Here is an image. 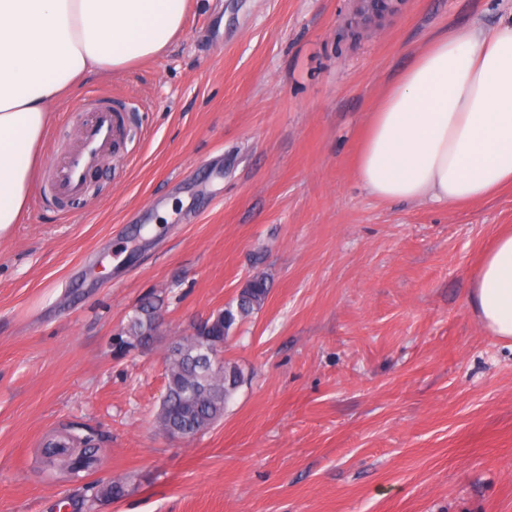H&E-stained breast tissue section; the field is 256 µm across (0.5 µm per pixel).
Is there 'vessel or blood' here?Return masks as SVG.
Listing matches in <instances>:
<instances>
[{
  "label": "vessel or blood",
  "mask_w": 512,
  "mask_h": 512,
  "mask_svg": "<svg viewBox=\"0 0 512 512\" xmlns=\"http://www.w3.org/2000/svg\"><path fill=\"white\" fill-rule=\"evenodd\" d=\"M120 123L112 105H101L84 126L81 147L70 153L55 173L54 190L65 199L79 195L86 185L88 173L95 168L102 153L111 145Z\"/></svg>",
  "instance_id": "vessel-or-blood-1"
}]
</instances>
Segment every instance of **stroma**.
<instances>
[{
  "label": "stroma",
  "instance_id": "1",
  "mask_svg": "<svg viewBox=\"0 0 512 512\" xmlns=\"http://www.w3.org/2000/svg\"><path fill=\"white\" fill-rule=\"evenodd\" d=\"M512 0H190L159 58L88 77L52 109L24 223L0 236V512H512V344L470 305L512 226V188L453 207L382 201L355 173L370 112L437 33L487 29ZM131 106L79 197L51 194L86 91ZM270 293L224 345L245 381L189 439L158 432L170 342L254 272ZM154 345L117 356L140 301ZM99 434L82 480L46 437ZM133 483L130 477L125 476L116 480H111L106 484L87 486V490H93V494L86 501L89 502L88 509H93L96 501L101 498L118 499L126 496L132 489ZM97 488V489H96ZM96 489V490H95Z\"/></svg>",
  "mask_w": 512,
  "mask_h": 512
}]
</instances>
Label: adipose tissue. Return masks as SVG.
<instances>
[{
    "mask_svg": "<svg viewBox=\"0 0 512 512\" xmlns=\"http://www.w3.org/2000/svg\"><path fill=\"white\" fill-rule=\"evenodd\" d=\"M189 0H0V235L23 223L51 108L89 76L164 53ZM356 176L376 198L451 206L512 185V18L428 41L371 112ZM512 340V232L484 251L470 295Z\"/></svg>",
    "mask_w": 512,
    "mask_h": 512,
    "instance_id": "ef3b65f1",
    "label": "adipose tissue"
}]
</instances>
